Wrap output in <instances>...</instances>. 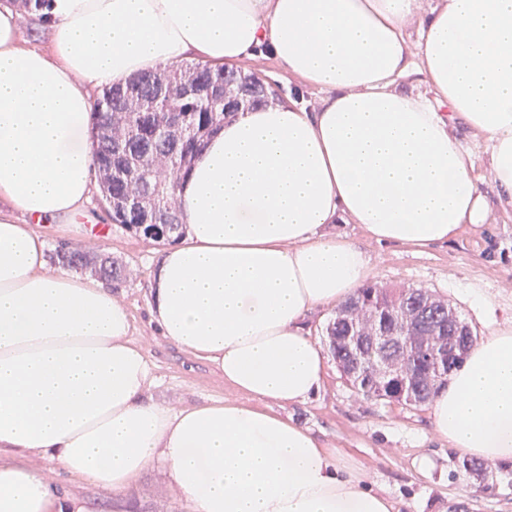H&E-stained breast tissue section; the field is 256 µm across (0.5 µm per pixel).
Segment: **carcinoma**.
I'll return each mask as SVG.
<instances>
[{
    "label": "carcinoma",
    "instance_id": "carcinoma-1",
    "mask_svg": "<svg viewBox=\"0 0 512 512\" xmlns=\"http://www.w3.org/2000/svg\"><path fill=\"white\" fill-rule=\"evenodd\" d=\"M186 82L197 84L202 93L184 95ZM277 100V90L256 72L193 61L160 66L138 74L123 87L106 88L93 103V153L102 200L114 202L112 223L137 234L149 218L158 223L153 242H176L185 233L177 190L201 143L225 119ZM170 106L184 116L178 129L166 116ZM136 196L137 205L127 207L125 200ZM60 262L89 270L115 288L126 280L124 267L110 256L71 249ZM448 307L447 301L425 288L367 284L338 306L328 321L329 351L349 385L367 399L389 401L399 394L398 379L385 377L377 363L401 362L414 378V401L424 405L462 366L478 340L459 314L448 318ZM406 317L418 333L448 340V352H440L435 361L404 341L376 342L377 331L403 335ZM349 336L357 337L355 344L346 341Z\"/></svg>",
    "mask_w": 512,
    "mask_h": 512
}]
</instances>
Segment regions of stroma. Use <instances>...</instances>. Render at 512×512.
I'll list each match as a JSON object with an SVG mask.
<instances>
[{
	"label": "stroma",
	"instance_id": "35a3bbf8",
	"mask_svg": "<svg viewBox=\"0 0 512 512\" xmlns=\"http://www.w3.org/2000/svg\"><path fill=\"white\" fill-rule=\"evenodd\" d=\"M276 84L283 104L313 108L320 93L283 72L271 54L245 62ZM475 172L491 207L483 226L463 225L457 239L427 247L380 245L353 224H332L326 234H345L369 258L373 282L391 287L429 289L448 301L476 331L486 337L496 326L512 324V210L502 209L483 154ZM89 221L40 224L36 230L49 247L101 250L126 265L130 276L118 294L133 318L135 339L150 361L152 398L182 406L206 398L233 397V390L210 361L162 339L150 320V280L163 246L113 224L98 193L86 205ZM483 307H475L474 298ZM281 414L310 429L324 447L337 449L376 488L393 499L399 512H512V466L492 465L482 475L462 476L461 458L433 434L430 405L415 406L370 400L344 380L335 361H328L322 388L308 402L281 407ZM428 469H421V461ZM67 492L86 499L91 512H189L171 487L163 463L150 464L122 501L101 489L79 484L47 459L36 462Z\"/></svg>",
	"mask_w": 512,
	"mask_h": 512
}]
</instances>
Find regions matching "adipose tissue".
<instances>
[{"label": "adipose tissue", "instance_id": "1", "mask_svg": "<svg viewBox=\"0 0 512 512\" xmlns=\"http://www.w3.org/2000/svg\"><path fill=\"white\" fill-rule=\"evenodd\" d=\"M18 18L0 0V512H87L35 457L116 497L164 461L191 512H393L275 408L323 384L307 313L371 273L325 225L425 247L487 223L463 128L512 208V0H50L44 49L22 44ZM266 51L322 97L248 110L205 140L178 192L187 233L151 286L159 336L213 362L236 396L161 404L125 303L49 269L33 224L72 219L90 196L91 88ZM431 407L454 451L512 464V325Z\"/></svg>", "mask_w": 512, "mask_h": 512}]
</instances>
